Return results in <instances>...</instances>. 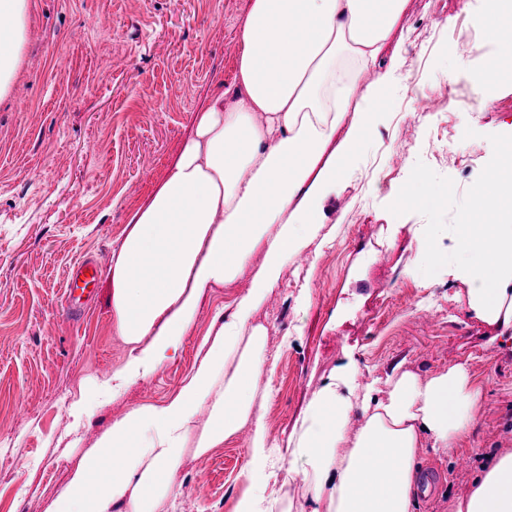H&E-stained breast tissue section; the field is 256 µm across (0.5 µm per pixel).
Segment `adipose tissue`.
Listing matches in <instances>:
<instances>
[{
  "mask_svg": "<svg viewBox=\"0 0 512 512\" xmlns=\"http://www.w3.org/2000/svg\"><path fill=\"white\" fill-rule=\"evenodd\" d=\"M406 0H250L238 33L236 87L197 112L191 136L147 202L112 243V329L129 347L113 393L159 371L197 324L210 288L246 281L231 312L203 335L175 395L126 413L69 469L49 512H170L184 450L201 457L250 429L246 491L234 512H413L423 449L447 452L470 434L483 387L463 365L422 378L404 371L386 390L333 369L296 422L287 450L273 446L256 405L274 367L253 317L281 267L315 237L328 191L349 171L375 114L354 104L360 76L389 42ZM29 0H0V98L27 40ZM492 51L512 59V0H481ZM507 147L475 183L454 245L418 233V257L467 286L474 314L512 329V124ZM261 265H254L255 253ZM363 421L351 429L354 409ZM208 413L199 426L200 413ZM303 463L299 495L269 489L275 471ZM448 512H512V449L490 457Z\"/></svg>",
  "mask_w": 512,
  "mask_h": 512,
  "instance_id": "1",
  "label": "adipose tissue"
}]
</instances>
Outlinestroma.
<instances>
[{"mask_svg":"<svg viewBox=\"0 0 512 512\" xmlns=\"http://www.w3.org/2000/svg\"><path fill=\"white\" fill-rule=\"evenodd\" d=\"M466 0H407L386 50L358 83L377 109L350 172L323 202V248L286 263L254 321L276 360L261 385L271 440L287 448L312 393L345 353L364 384L394 369L427 377L462 363L484 386L469 438L420 458L427 488L414 512H448L487 457L512 448V345L500 325L478 319L465 287L440 268L415 272L417 232L431 225L447 250L459 234L470 189L493 164L499 128L512 120V74L498 94L476 90L479 61L454 54L480 42ZM250 0H31L28 40L0 100V512H47L67 468L112 424L172 396L190 372L200 336L241 295L214 288L196 335L147 380L112 397L100 385L127 357L112 333L110 283L70 319L68 270L82 255L112 264V243L153 192L189 138L196 112L235 82L237 33ZM386 76L384 103L375 82ZM430 114L416 112L420 97ZM435 192L412 196L416 174ZM308 304H301V290ZM88 414L74 423L69 409ZM249 435L203 457L185 452L173 512H233L244 491Z\"/></svg>","mask_w":512,"mask_h":512,"instance_id":"1","label":"stroma"}]
</instances>
